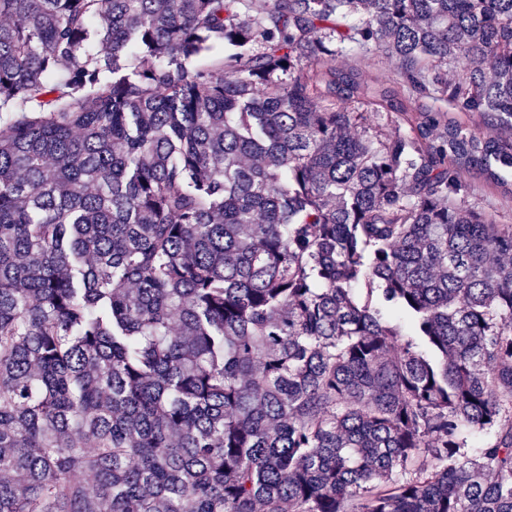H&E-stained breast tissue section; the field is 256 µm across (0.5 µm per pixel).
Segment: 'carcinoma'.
I'll use <instances>...</instances> for the list:
<instances>
[{
    "instance_id": "1",
    "label": "carcinoma",
    "mask_w": 512,
    "mask_h": 512,
    "mask_svg": "<svg viewBox=\"0 0 512 512\" xmlns=\"http://www.w3.org/2000/svg\"><path fill=\"white\" fill-rule=\"evenodd\" d=\"M455 113L512 130V0H0V512H512ZM394 62L379 53H372L363 64L364 75L368 78H381L391 75Z\"/></svg>"
}]
</instances>
